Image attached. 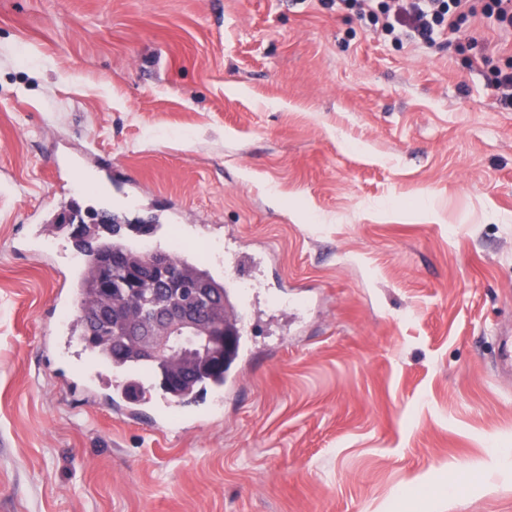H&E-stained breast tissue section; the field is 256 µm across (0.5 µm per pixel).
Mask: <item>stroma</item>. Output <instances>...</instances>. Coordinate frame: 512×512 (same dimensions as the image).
Listing matches in <instances>:
<instances>
[{"mask_svg": "<svg viewBox=\"0 0 512 512\" xmlns=\"http://www.w3.org/2000/svg\"><path fill=\"white\" fill-rule=\"evenodd\" d=\"M343 0H0V512H512V33ZM111 201L260 262L248 361L160 427L77 342ZM351 9L370 17L374 24L381 20L382 30L388 35L396 31L394 25L411 33L415 38L430 43L435 30L447 26L453 12L460 8L463 0H379L380 12L370 9L372 0H343ZM366 8H369L366 10ZM392 13L394 23L389 21ZM380 14V15H379Z\"/></svg>", "mask_w": 512, "mask_h": 512, "instance_id": "1", "label": "stroma"}]
</instances>
